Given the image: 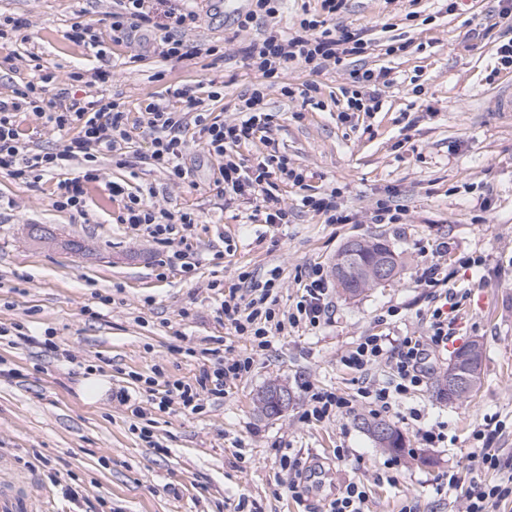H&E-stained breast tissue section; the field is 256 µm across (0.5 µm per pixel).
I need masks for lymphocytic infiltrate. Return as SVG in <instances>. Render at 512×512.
Here are the masks:
<instances>
[{
  "instance_id": "obj_1",
  "label": "lymphocytic infiltrate",
  "mask_w": 512,
  "mask_h": 512,
  "mask_svg": "<svg viewBox=\"0 0 512 512\" xmlns=\"http://www.w3.org/2000/svg\"><path fill=\"white\" fill-rule=\"evenodd\" d=\"M121 10L111 15L112 40L131 42L134 32L146 30L154 35L155 51L164 60L182 62L213 55L214 47L191 41L186 32L195 23V11L166 5L165 0H122ZM284 8V0H254V7L238 14V31L244 32L261 19L271 24L261 37L250 40L242 49L246 66L256 72L260 83L237 104L239 118L227 122L213 112L210 103L224 94L222 87L203 91L201 83L178 82L168 85L163 94L144 99L139 125L153 133L151 150L145 161L167 172L170 180L187 181L190 170L186 160L191 149H199L217 162L214 183L225 207L248 203L253 215L266 224H284L288 211L278 195L281 184L305 187L307 175L290 165L274 139L269 137L273 115L267 107L266 90L280 87L284 95H293L285 80L290 71L309 69L319 74L344 60L361 55L367 48L363 31H335L316 16L306 15L292 29L275 25ZM115 68L96 67L70 73L69 78L84 83L90 93L82 99L68 97L55 72L39 71L11 95L0 97V172L29 182L47 174L59 175L54 205L62 211L84 213L90 184H103L109 196L123 201L121 223L145 231L163 243H177L175 258L193 252L191 231L200 215L192 210L159 209L142 193L131 191L127 183L104 181L99 162L104 156H116L131 138L128 115L120 103L95 94L96 86L115 77ZM383 70L354 68L343 90L345 107L341 121H351L353 113L373 112L380 105V87L386 82ZM31 114L39 125L59 136V148L47 151L34 141L24 140L16 123L18 113ZM262 139L266 150L252 164L239 156L241 146ZM279 274L270 271L263 280L250 273L239 275L240 283L228 289L221 304L224 321L235 335L244 338L248 351L225 358L218 367L201 368L194 383L166 384L158 406L168 409L179 405L184 411H196L202 396H222L227 383L242 379L251 371L254 356L266 350L276 333L285 328L313 330L326 324L333 306L331 290L319 265L308 266L301 276L302 293L295 305L280 304ZM426 336L371 335L364 337L341 357L342 364L364 374L377 365L388 366L393 381L385 386L364 387L359 397L380 410H389L395 402L414 394L426 385L433 353L444 348L450 335L448 313L434 307ZM307 407L304 421L340 418L354 409V400L341 393L306 385ZM480 448L468 463L448 472V484L463 489L466 512H498L512 503V459L492 445L493 432H474Z\"/></svg>"
}]
</instances>
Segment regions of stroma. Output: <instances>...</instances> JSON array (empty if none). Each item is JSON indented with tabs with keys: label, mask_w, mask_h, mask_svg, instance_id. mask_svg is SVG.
<instances>
[{
	"label": "stroma",
	"mask_w": 512,
	"mask_h": 512,
	"mask_svg": "<svg viewBox=\"0 0 512 512\" xmlns=\"http://www.w3.org/2000/svg\"><path fill=\"white\" fill-rule=\"evenodd\" d=\"M118 7V0H0V16L29 23L25 38L0 39V93L42 68L64 76L65 88L84 96V84L66 75L101 61L66 35ZM192 8L200 19L188 37L217 46L215 55L164 61L139 36L111 46V60L124 70L97 93L119 99L134 120L142 101L165 85L213 79L224 85L217 112L236 120L239 95L256 81L241 60L249 35L229 39L222 0H194ZM499 10L498 0H459L452 13L440 0H344L333 25L364 30L368 48L360 67L388 72L380 110L339 120L348 82L342 67L289 74L293 87L317 84L314 108L270 90V137L307 172L311 191L339 188L340 203L353 215L349 224L325 223L302 208L301 190L289 184L279 188L288 224L215 209V160L191 151L192 184L172 183L141 163L151 135L134 128L125 148L130 164L102 158L104 178L152 192L156 207L200 213L194 268L186 273L171 258L174 245L119 223L122 205L103 189L93 190L83 218L54 207L56 176L25 183L0 173V504L6 512H229L242 495L259 512H321L351 481L364 483L371 512L407 506L464 512L448 471L477 453L473 431L497 421L502 429L493 445L512 451V68H500L497 55L502 40L512 37V20L500 18ZM388 193L404 210L403 223L372 222L377 201ZM32 224L51 228L55 242L29 237ZM378 237L402 262L392 282L354 298L333 288L331 322L276 334L269 350L256 355L251 373L199 412L152 403L146 378L191 383L207 350L244 351L245 340L225 326L220 308L221 287L236 284L240 272L262 280L278 270L289 304L298 294L300 269L331 268L347 240ZM72 239L88 243L90 254L64 249L63 241ZM167 257L171 265L161 266ZM467 257L483 263L465 266ZM433 264L462 297L456 338L485 345L478 392L454 402L439 399L435 379L446 373L450 356L437 354L432 380L384 416L416 449L413 457L391 459L360 429L370 415L363 403L343 418L303 422L306 384L353 395L361 385L390 382L387 366L361 377L340 359L364 336L427 334L433 290L422 273ZM21 334L29 342H18ZM44 338L54 349L41 346ZM93 375L108 385L95 401L82 393ZM273 382L286 385L292 401L270 418L255 398ZM123 390L143 408L142 417L116 400ZM414 408L421 421L410 418ZM435 422L446 425L447 442L422 446L419 425ZM144 428L156 447L141 439ZM338 448L348 451L340 462ZM290 451L320 461L324 474L299 500L280 486L279 459Z\"/></svg>",
	"instance_id": "35a3bbf8"
}]
</instances>
